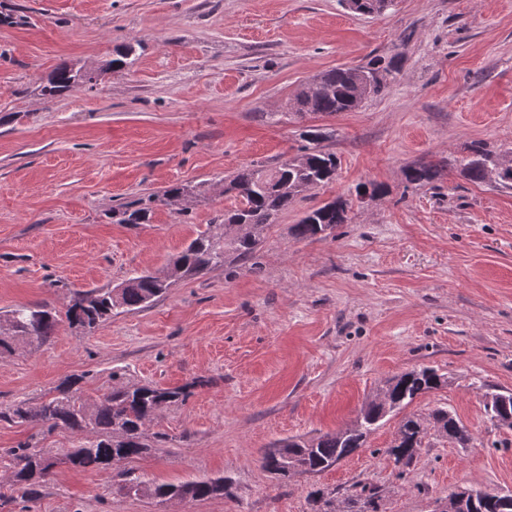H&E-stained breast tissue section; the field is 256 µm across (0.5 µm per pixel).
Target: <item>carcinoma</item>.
Instances as JSON below:
<instances>
[{
  "label": "carcinoma",
  "instance_id": "1",
  "mask_svg": "<svg viewBox=\"0 0 512 512\" xmlns=\"http://www.w3.org/2000/svg\"><path fill=\"white\" fill-rule=\"evenodd\" d=\"M356 2L363 12L381 14L394 0H346ZM136 63L135 48L129 44L117 51L105 67L87 71L64 64L55 69L41 88L46 98L60 96L82 83H95L107 71L130 69ZM381 67H335L305 84L295 95L298 114L331 117L342 112L359 109L364 101L383 91L386 78ZM308 144L299 152L267 169L250 165L224 178V190L235 192L238 205L224 212L220 224H208L166 265L154 273H140L115 288H93L77 291L65 312L69 325L92 332L112 318L118 311H134L153 305L177 282V278H191L213 268L224 266L229 260L248 262L254 259L265 228L276 223L278 216L301 194L331 183L336 176V154L320 146L324 133L310 129L305 133ZM468 156L460 175L472 183L494 184L497 188L512 189V158L487 150L481 143L467 147ZM445 168L437 163H420L407 167L405 181L409 185L430 184L443 178ZM163 200L171 205L188 209L193 194L182 185H172L163 191ZM349 205L335 199L308 210L292 225L299 240H313L330 235L341 224L349 221ZM152 208L139 201L112 210L118 224H148ZM13 326L10 335L0 337V355L14 351L13 344L34 338L44 342L55 335L60 320L57 312L46 304L21 306L3 316ZM446 385L443 375L432 367L407 371L387 381L388 391L396 403L397 415L421 395L437 391ZM187 395L186 389L155 386H117L91 403L75 397L71 387L58 389V393L30 406L19 403L1 411L0 420L14 423L37 424L47 431L64 430L81 435L79 444L58 457L52 451L22 442L6 451L12 457L13 469L8 487L24 494H33L50 477L46 473L38 478L33 473L40 469L44 459L81 471H105L114 455L126 459L137 458L149 451L145 442V427L164 406L175 403ZM373 418L364 421L365 431L326 434L312 440L290 439L285 443L287 459H263L262 466L286 467L295 462L305 473H321L331 469L332 463L350 457L363 447L367 436L380 426L381 409L371 407ZM430 418L435 432L448 441L466 444L472 440L467 427L456 414L438 407ZM423 419L415 414L402 417L397 435L400 443L388 449L398 450L404 464H410L423 448L427 433L421 430ZM224 478H202L181 484L156 483L150 480L130 481L129 489L135 494L158 503L171 500H201L218 495ZM345 512H379L375 493L366 487L355 489L345 500Z\"/></svg>",
  "mask_w": 512,
  "mask_h": 512
}]
</instances>
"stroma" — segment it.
Here are the masks:
<instances>
[{
	"instance_id": "stroma-1",
	"label": "stroma",
	"mask_w": 512,
	"mask_h": 512,
	"mask_svg": "<svg viewBox=\"0 0 512 512\" xmlns=\"http://www.w3.org/2000/svg\"><path fill=\"white\" fill-rule=\"evenodd\" d=\"M0 315L33 303L65 310L74 292L161 269L235 197L224 176L297 154L325 128L340 161L266 228L260 270L237 263L175 284L152 307L94 332L61 322L45 343L0 358V409L64 385L84 401L112 386H190L146 430L125 471L157 483L223 476L225 495L159 505L119 476L58 468L34 498L0 512H308L310 491L344 500L375 487L383 512H431L459 486L512 491V428L484 394L512 392V189L458 170L471 142L512 151V0H394L361 15L340 0H0ZM137 43L134 68L59 97L40 92L60 64L95 70ZM377 61L385 90L334 117L290 116L297 90L337 66ZM283 113L281 123L264 120ZM446 176L407 186L406 167ZM199 187L184 214L166 187ZM381 193H374V186ZM342 198L348 223L299 240L291 227ZM150 201L148 224L112 211ZM444 374L412 413L442 406L472 435L428 434L399 473L387 453L399 419L327 471L280 480L268 448L351 426L385 382L413 368ZM62 454L78 435L0 421L3 455L28 437Z\"/></svg>"
}]
</instances>
